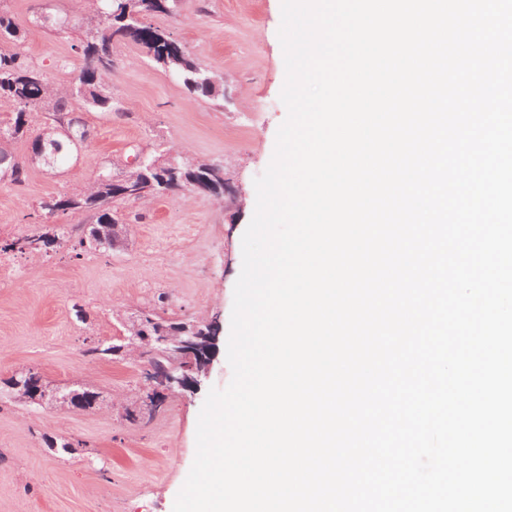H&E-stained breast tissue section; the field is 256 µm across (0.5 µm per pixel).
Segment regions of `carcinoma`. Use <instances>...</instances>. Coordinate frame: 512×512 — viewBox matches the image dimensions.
Returning <instances> with one entry per match:
<instances>
[{"label":"carcinoma","instance_id":"obj_1","mask_svg":"<svg viewBox=\"0 0 512 512\" xmlns=\"http://www.w3.org/2000/svg\"><path fill=\"white\" fill-rule=\"evenodd\" d=\"M178 0H106V7L96 8L86 18L85 30L78 51L83 59L79 84L76 87L54 89L48 85L33 67L29 58L20 51H0V103L13 107L14 112L7 124L0 126V165L14 171L15 180L21 181L24 165L11 150L12 144L29 132L30 114L37 109L49 112L52 126L32 141V149L42 146L46 153H55V157L70 150H76L87 140V130H78L67 111L68 101L82 97L92 108L100 112H112V93L106 90L105 80L114 69V49L126 41L142 45L152 61L164 70L174 72L191 95L215 97L224 95V86L208 70L199 66L187 52L176 51L162 42L163 31L144 24L131 26L127 12L137 10L144 15L171 13ZM26 38V30L8 11L0 9V44L21 43ZM135 183L147 188L139 200H151L169 195L182 188L188 191H200L220 197L224 195V167L218 162L195 163L190 160L178 161L176 173L172 174L164 167L142 168L129 172ZM117 197L112 192V177L107 172L98 175L97 180L84 192L75 195L52 197L42 202L44 214L90 213L95 217L92 224L34 223L25 234L12 239L0 240V253L18 252L39 255L78 236V245L89 253L106 250L103 241L112 237V225L118 223L112 211V202ZM149 326L150 331L176 329L182 326L188 336H207L211 323L204 320H177L160 315L156 310H143L128 329V335L141 332ZM150 341L146 336L136 340V346L130 342L107 343L97 341L86 350V355L103 358L106 352L128 348V352L138 353L144 362L142 370L143 386L139 389V404L125 409V418L137 425L163 411L166 397L151 395L150 370L166 367H178L182 359L174 352L147 348ZM97 393L89 389L69 392V403L75 408H90L96 402Z\"/></svg>","mask_w":512,"mask_h":512}]
</instances>
